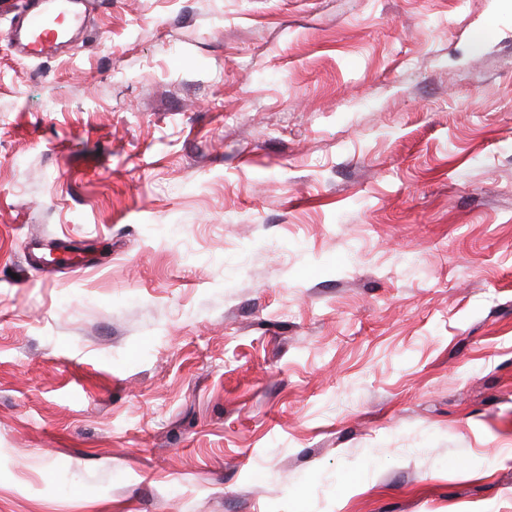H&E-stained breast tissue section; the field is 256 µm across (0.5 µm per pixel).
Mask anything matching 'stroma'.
Listing matches in <instances>:
<instances>
[{"mask_svg": "<svg viewBox=\"0 0 512 512\" xmlns=\"http://www.w3.org/2000/svg\"><path fill=\"white\" fill-rule=\"evenodd\" d=\"M28 2L0 512H512V0ZM39 8L22 14L11 31L7 34L21 59H33L43 54L47 49L57 51L67 41H61L57 32L47 26V19L56 11L67 12L73 26L82 25L87 14V6L84 3L83 12L75 11L71 4L76 2H88L91 0H38Z\"/></svg>", "mask_w": 512, "mask_h": 512, "instance_id": "35a3bbf8", "label": "stroma"}]
</instances>
